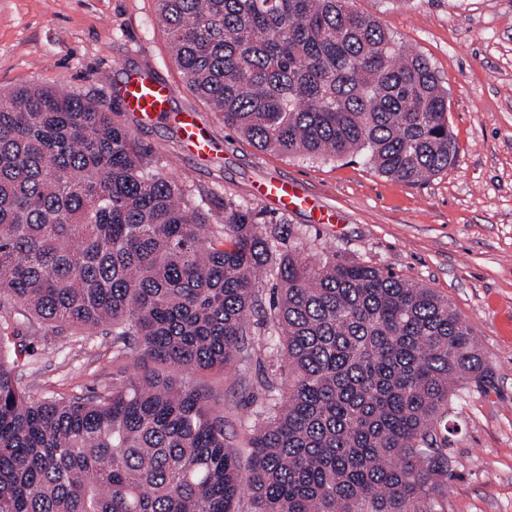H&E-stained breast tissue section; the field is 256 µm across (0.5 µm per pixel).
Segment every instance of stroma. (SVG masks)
<instances>
[{"mask_svg": "<svg viewBox=\"0 0 512 512\" xmlns=\"http://www.w3.org/2000/svg\"><path fill=\"white\" fill-rule=\"evenodd\" d=\"M409 50L428 59L448 90L455 162L408 185L359 157L307 160L254 147L225 128L186 85L155 0H0V91L42 83L117 113L166 173L183 179L210 218L225 200L280 224L282 249L335 254L391 271L448 298L468 322L490 368L465 384L448 411V495L434 512H512V0H354ZM135 74L170 84L173 111L195 110L215 143L207 159L181 143L172 120L143 122L122 88ZM289 179L336 214L320 224L283 211L256 187ZM30 350L21 386L35 398H86L133 371L102 333L23 328ZM287 359L261 349L251 361L192 374L224 403V435L244 449L267 382L287 378Z\"/></svg>", "mask_w": 512, "mask_h": 512, "instance_id": "35a3bbf8", "label": "stroma"}]
</instances>
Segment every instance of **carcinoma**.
Listing matches in <instances>:
<instances>
[{
	"mask_svg": "<svg viewBox=\"0 0 512 512\" xmlns=\"http://www.w3.org/2000/svg\"><path fill=\"white\" fill-rule=\"evenodd\" d=\"M188 87L262 150L363 157L405 183L455 161L448 92L354 0H156ZM219 225L112 113L48 85L0 94V512H430L448 403L487 377L433 289ZM272 276L264 302L260 273ZM284 352L247 469L188 374ZM100 330L154 367L87 401L23 391L18 317Z\"/></svg>",
	"mask_w": 512,
	"mask_h": 512,
	"instance_id": "carcinoma-1",
	"label": "carcinoma"
}]
</instances>
